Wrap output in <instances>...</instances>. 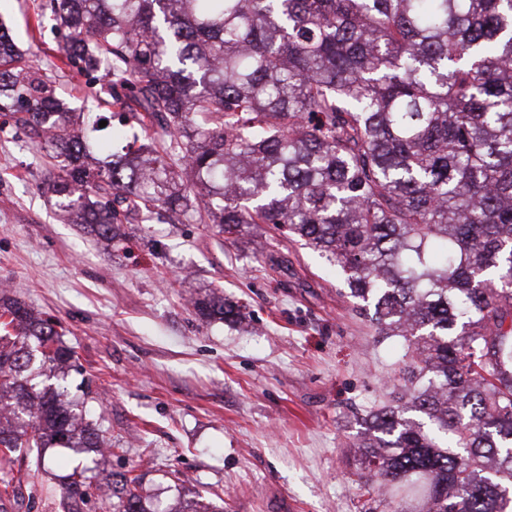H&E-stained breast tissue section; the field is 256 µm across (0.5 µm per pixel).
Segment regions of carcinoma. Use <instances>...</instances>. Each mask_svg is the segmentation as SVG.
<instances>
[{"label": "carcinoma", "mask_w": 512, "mask_h": 512, "mask_svg": "<svg viewBox=\"0 0 512 512\" xmlns=\"http://www.w3.org/2000/svg\"><path fill=\"white\" fill-rule=\"evenodd\" d=\"M64 64L127 115L124 153L0 24V112L46 150L69 224H273L336 269L401 346L361 418L362 488L382 512H512V0H44ZM206 320L237 323L211 291ZM0 296V447L112 452L68 396L74 347ZM112 512L146 507L125 474ZM68 512L105 494L62 486Z\"/></svg>", "instance_id": "1"}]
</instances>
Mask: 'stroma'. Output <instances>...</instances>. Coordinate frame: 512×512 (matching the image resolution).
<instances>
[{"mask_svg": "<svg viewBox=\"0 0 512 512\" xmlns=\"http://www.w3.org/2000/svg\"><path fill=\"white\" fill-rule=\"evenodd\" d=\"M42 0H0V21L39 60L68 106L95 111L116 138L119 113L59 61L64 39L37 23ZM49 160L0 116V286L61 322L72 383L102 415L113 451L84 463L138 477L151 505L200 500L224 512H366L351 444L359 413L384 401L396 352L375 341L317 252L269 224L240 237L195 221L131 224L108 246L66 223L43 188ZM211 289L239 325L202 322ZM23 479L5 512H66L69 450Z\"/></svg>", "mask_w": 512, "mask_h": 512, "instance_id": "stroma-1", "label": "stroma"}]
</instances>
